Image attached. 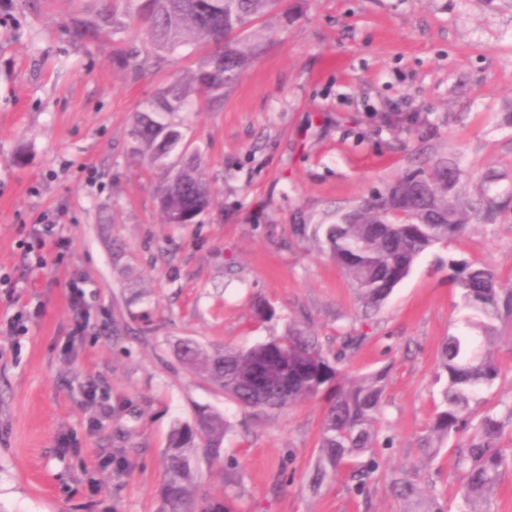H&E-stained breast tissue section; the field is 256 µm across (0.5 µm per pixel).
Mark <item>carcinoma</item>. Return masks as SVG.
Returning <instances> with one entry per match:
<instances>
[{"instance_id":"obj_1","label":"carcinoma","mask_w":512,"mask_h":512,"mask_svg":"<svg viewBox=\"0 0 512 512\" xmlns=\"http://www.w3.org/2000/svg\"><path fill=\"white\" fill-rule=\"evenodd\" d=\"M288 0H152L150 13L139 0H112L104 4L100 21L76 23L80 41L98 38L104 27L117 34L129 22L140 21L151 34L146 54H130L124 65L138 75L149 66L151 53H172L193 40L211 48L207 61L186 78L174 81L155 99L135 112L131 134L137 153L147 163L168 168L174 136L180 125L172 117L187 110L190 96L206 102L224 96L242 73L265 50L263 26L257 22L274 15L288 17ZM210 79H201L203 70ZM456 167L435 163L433 177L410 173L384 192L355 207L346 223L328 225L325 244L336 265L350 279L362 306L379 307L410 273L417 257L431 246L460 234V212L477 213L482 202H460ZM158 202L166 224H193L214 203V196L194 164L167 177L158 188ZM448 280L460 292L464 328L443 341L437 376H446L429 435L420 448L433 461L449 439H456L455 456L462 478L461 512H491V499L505 470L512 468V452L501 441L512 425V402H502L475 415L483 390L496 384L501 370L490 346L492 321L512 314V288H505L489 267L465 259L448 260ZM476 329L480 335L474 336ZM362 335L344 337L334 354L318 337L288 326L285 334L248 349L232 347L211 351L192 340L178 346L180 360L198 371L224 395L243 408L280 411L299 402L332 393L320 431L310 487L348 471L351 489L358 495L380 467L377 447L385 412V374L377 371L347 377L340 364L347 352L362 342ZM229 428L214 410H199L191 423H178L164 449L167 481L162 486L158 512H220L222 504L200 492L198 468L204 459L215 464L210 451L221 446ZM387 487L404 504L403 512H447L434 489L423 488L415 473L393 469Z\"/></svg>"}]
</instances>
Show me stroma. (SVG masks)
<instances>
[{
	"mask_svg": "<svg viewBox=\"0 0 512 512\" xmlns=\"http://www.w3.org/2000/svg\"><path fill=\"white\" fill-rule=\"evenodd\" d=\"M265 52L220 107L194 104L178 122L215 197L193 224L163 223V172L131 136L134 113L199 67L188 46L131 75L145 51L138 23L90 43L73 21L98 0H0V512H158L163 452L176 422L200 408L230 428L224 461L201 464L204 488L238 496L230 512H400L385 474L406 466L459 512L453 442L429 463L442 387L438 354L462 327L449 258L487 265L512 284V0H289ZM448 160L494 220L425 251L378 309L365 310L323 236L408 172ZM53 227L37 268L26 243ZM274 309L259 321L257 304ZM295 325L328 351L362 332L346 374L387 369L367 497L346 473L311 493L323 398L280 412L244 409L176 356L247 348ZM81 334H74V326ZM501 379L483 407L512 399V316L495 322Z\"/></svg>",
	"mask_w": 512,
	"mask_h": 512,
	"instance_id": "obj_1",
	"label": "stroma"
}]
</instances>
